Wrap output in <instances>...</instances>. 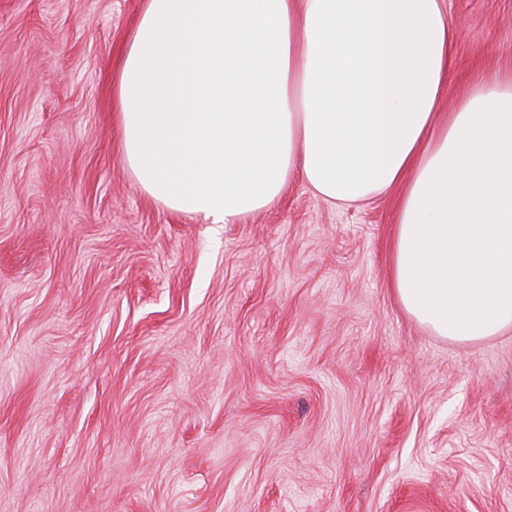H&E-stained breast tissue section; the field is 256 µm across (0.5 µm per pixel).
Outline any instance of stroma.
Wrapping results in <instances>:
<instances>
[{"instance_id":"stroma-1","label":"stroma","mask_w":512,"mask_h":512,"mask_svg":"<svg viewBox=\"0 0 512 512\" xmlns=\"http://www.w3.org/2000/svg\"><path fill=\"white\" fill-rule=\"evenodd\" d=\"M464 84L512 0H444ZM143 0H0V512H512V329L391 286L399 190L293 173L234 224L147 196L112 82Z\"/></svg>"}]
</instances>
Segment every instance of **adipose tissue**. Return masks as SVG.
<instances>
[{
	"instance_id": "obj_1",
	"label": "adipose tissue",
	"mask_w": 512,
	"mask_h": 512,
	"mask_svg": "<svg viewBox=\"0 0 512 512\" xmlns=\"http://www.w3.org/2000/svg\"><path fill=\"white\" fill-rule=\"evenodd\" d=\"M444 0H144L112 84L122 160L171 211L231 224L292 171L324 199L401 186L392 287L436 335L512 327V83L440 119Z\"/></svg>"
}]
</instances>
